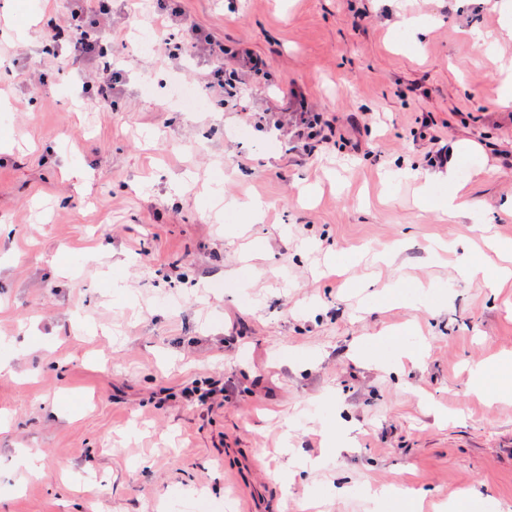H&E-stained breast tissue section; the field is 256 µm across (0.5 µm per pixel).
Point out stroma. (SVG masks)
<instances>
[{
    "instance_id": "35a3bbf8",
    "label": "stroma",
    "mask_w": 512,
    "mask_h": 512,
    "mask_svg": "<svg viewBox=\"0 0 512 512\" xmlns=\"http://www.w3.org/2000/svg\"><path fill=\"white\" fill-rule=\"evenodd\" d=\"M502 2L112 0L102 99L95 62L45 38L75 0H0V512H512V400L470 380L512 359V277L433 251L512 241V43L471 39ZM177 8L266 58L236 101L183 109L217 60L140 49ZM302 106L329 124L308 155L240 118ZM460 139L475 205L444 222L401 171ZM402 345L423 363L394 362ZM207 377L223 397L188 404ZM28 452L39 474L15 467Z\"/></svg>"
}]
</instances>
